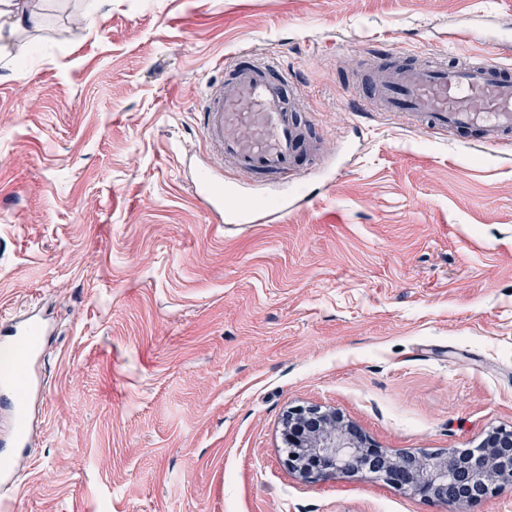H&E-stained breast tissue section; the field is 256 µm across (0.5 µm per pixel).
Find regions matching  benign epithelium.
Returning a JSON list of instances; mask_svg holds the SVG:
<instances>
[{
  "label": "benign epithelium",
  "instance_id": "obj_1",
  "mask_svg": "<svg viewBox=\"0 0 512 512\" xmlns=\"http://www.w3.org/2000/svg\"><path fill=\"white\" fill-rule=\"evenodd\" d=\"M288 465L302 477L325 478L344 473L355 458L384 465L380 474L400 490L451 504L454 512L471 506L489 492L496 480H511L512 471L500 464L512 457V429H496L475 449L448 455L398 456L368 445L341 415L318 407H298L288 412Z\"/></svg>",
  "mask_w": 512,
  "mask_h": 512
}]
</instances>
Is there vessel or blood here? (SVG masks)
Segmentation results:
<instances>
[{
  "label": "vessel or blood",
  "instance_id": "b4317fda",
  "mask_svg": "<svg viewBox=\"0 0 512 512\" xmlns=\"http://www.w3.org/2000/svg\"><path fill=\"white\" fill-rule=\"evenodd\" d=\"M365 70L351 92L361 112H381L428 133L461 136L470 146L487 148L512 139V65L480 54L468 60L405 55L387 44L368 47ZM302 85L272 55L244 50L224 60L223 84L210 88L201 106V131L224 158L225 180L200 170L197 194L214 216L231 224H250L255 209L244 202L251 185L276 187L269 222L283 220L293 207L291 188L326 169L322 140L294 110ZM45 325L36 317L0 322V347L16 350L39 344ZM42 386L37 358H29L22 380H0V409L11 430L0 449L19 454L26 448L27 406Z\"/></svg>",
  "mask_w": 512,
  "mask_h": 512
}]
</instances>
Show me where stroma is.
<instances>
[{
    "instance_id": "1",
    "label": "stroma",
    "mask_w": 512,
    "mask_h": 512,
    "mask_svg": "<svg viewBox=\"0 0 512 512\" xmlns=\"http://www.w3.org/2000/svg\"><path fill=\"white\" fill-rule=\"evenodd\" d=\"M0 29V316H46L14 512H448L289 469V408L388 455L512 429V141L353 116L370 40L493 44L512 0H14ZM470 42L450 46L456 28ZM306 89L335 176L284 222L210 223L197 114L238 49Z\"/></svg>"
}]
</instances>
